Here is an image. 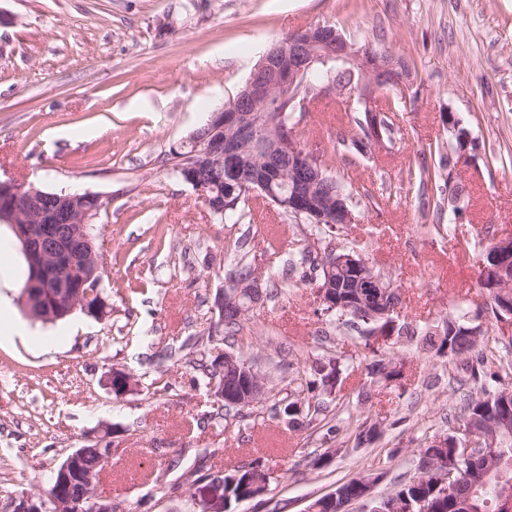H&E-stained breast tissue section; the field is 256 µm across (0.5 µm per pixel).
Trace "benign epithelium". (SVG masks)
Wrapping results in <instances>:
<instances>
[{
    "instance_id": "7a95c632",
    "label": "benign epithelium",
    "mask_w": 512,
    "mask_h": 512,
    "mask_svg": "<svg viewBox=\"0 0 512 512\" xmlns=\"http://www.w3.org/2000/svg\"><path fill=\"white\" fill-rule=\"evenodd\" d=\"M340 56L350 64L351 81L346 91L345 104L357 102L371 106L380 91L378 83L385 79L380 60L366 58L357 46L350 43L336 28L329 24H317L300 30L288 41L272 47L259 61L244 88L233 102L232 108L220 107L213 112L211 123L221 122L230 129L224 143L214 147L199 140L194 143L192 156H203L216 165L236 172L243 160L240 144L256 137V127L240 120L247 112H267L271 102L286 96L297 97L306 85L307 75L318 64ZM278 165L288 170L291 177V194L288 207L295 214L307 211L312 204L317 183L321 177L320 165L308 160L294 161V156L283 157ZM93 194L70 192L48 195L33 185L0 182V222L10 224L16 232L26 263L31 271L32 281L45 274V263L55 262L59 267V283L47 289L36 300L23 297L27 309L35 305L52 303L70 311L99 309L100 303H91L95 293L86 289L89 279L73 280L76 271L88 268L95 260L93 248V220L95 210L86 207ZM234 288H247L251 306L262 303L265 298L263 281L228 282ZM242 388L235 395L224 390V381H212L211 398L225 400L232 405L248 407L265 391L263 375L255 367L242 366ZM135 385L133 377L119 369L112 370L106 382L107 389L117 398L125 396ZM78 474V464L70 458L54 475V486L48 492L24 491L13 495L0 504V512H43L46 500H52L58 509L67 503L62 501L64 490L72 476ZM496 480L503 484L495 500L496 512H512V490L505 484L501 473ZM89 495L98 512H112V497L98 492L100 482L87 478Z\"/></svg>"
}]
</instances>
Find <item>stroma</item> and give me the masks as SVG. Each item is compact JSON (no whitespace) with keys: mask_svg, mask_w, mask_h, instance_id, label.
<instances>
[{"mask_svg":"<svg viewBox=\"0 0 512 512\" xmlns=\"http://www.w3.org/2000/svg\"><path fill=\"white\" fill-rule=\"evenodd\" d=\"M324 22L404 58L411 74L393 93H418L389 113V139L366 158L343 144L355 111L332 112L326 131L314 116L302 120L307 150L383 199L362 201L334 246L356 247L391 274L398 323L430 327L458 301H486L474 255L490 239L512 238V0H0V180L100 197L94 244L110 310L101 321L77 311L53 323L28 316L20 246L0 224V296L23 330L0 333V490L45 488L74 449L108 442L115 454L100 490L117 512H180L196 465L228 471L255 461L273 472L265 504L228 508L208 490L195 512H305L361 472L380 474L372 494L382 495L414 475L426 428L447 432L459 395L445 359L421 337L395 336L384 349L401 378L371 379L356 326L316 316L307 288L250 311L235 349L283 396L315 357L336 360L325 416L341 419L343 445L327 468L312 465L319 425L287 428L269 399L251 419L214 424L191 366L166 357L213 324L234 261L229 227L162 160L238 94L274 42ZM448 112L476 145L454 150L462 210L438 216L435 232L420 222L405 165L448 142ZM252 208L257 232L245 250L284 277L288 255L266 252L262 232L274 224L288 239L292 226L262 201ZM115 369L138 381L121 398L104 384ZM160 373L172 385L161 397L150 387ZM366 420L380 433L353 447Z\"/></svg>","mask_w":512,"mask_h":512,"instance_id":"35a3bbf8","label":"stroma"}]
</instances>
